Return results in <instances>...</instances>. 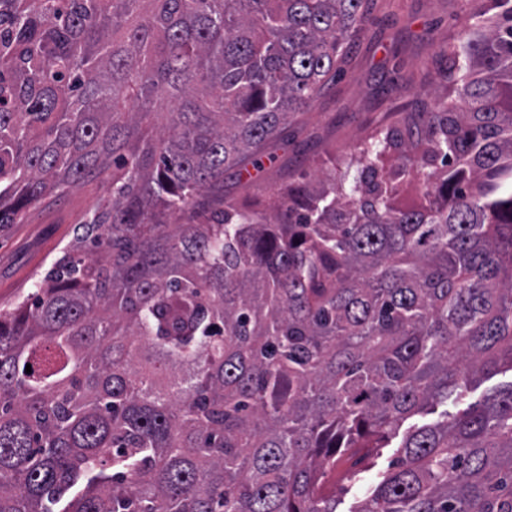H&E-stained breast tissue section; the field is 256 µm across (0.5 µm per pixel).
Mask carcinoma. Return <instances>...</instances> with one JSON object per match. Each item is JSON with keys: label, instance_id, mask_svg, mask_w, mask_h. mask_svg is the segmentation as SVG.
<instances>
[{"label": "carcinoma", "instance_id": "1", "mask_svg": "<svg viewBox=\"0 0 512 512\" xmlns=\"http://www.w3.org/2000/svg\"><path fill=\"white\" fill-rule=\"evenodd\" d=\"M493 2L435 108L266 210L224 176L248 184L336 79L366 0H0V236L111 187L0 309V512H336L337 459L512 372V0ZM397 453L352 512H512V382Z\"/></svg>", "mask_w": 512, "mask_h": 512}]
</instances>
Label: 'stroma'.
Masks as SVG:
<instances>
[{
  "mask_svg": "<svg viewBox=\"0 0 512 512\" xmlns=\"http://www.w3.org/2000/svg\"><path fill=\"white\" fill-rule=\"evenodd\" d=\"M478 9L496 13L493 0H373L341 75L299 113L274 162L254 173L251 195L271 206L281 182L352 153L377 129L399 125L404 113L433 107L435 59L458 43L464 23ZM106 196L105 183L88 180L23 213L8 237L0 239V309L31 292ZM395 456V449H383L371 468L330 482L340 512H353L370 495Z\"/></svg>",
  "mask_w": 512,
  "mask_h": 512,
  "instance_id": "stroma-1",
  "label": "stroma"
}]
</instances>
